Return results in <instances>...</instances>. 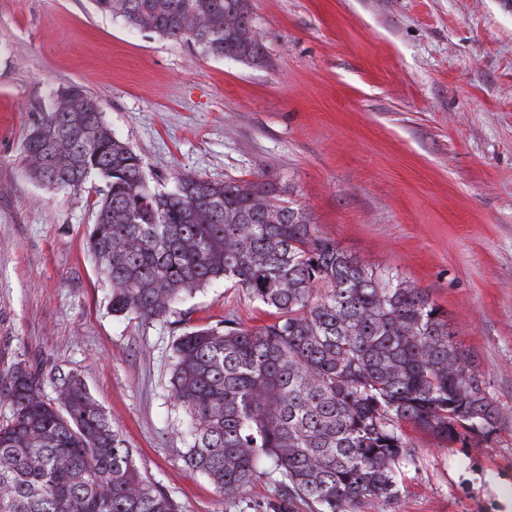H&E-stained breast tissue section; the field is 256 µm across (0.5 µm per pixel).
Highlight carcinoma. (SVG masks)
Instances as JSON below:
<instances>
[{
  "label": "carcinoma",
  "mask_w": 512,
  "mask_h": 512,
  "mask_svg": "<svg viewBox=\"0 0 512 512\" xmlns=\"http://www.w3.org/2000/svg\"><path fill=\"white\" fill-rule=\"evenodd\" d=\"M92 6L208 56L265 60L250 0ZM23 161L48 188L104 184L87 248L112 285V315L160 319L219 280L270 310L255 328L230 316L172 342L183 458L218 495L241 494L269 462L311 512H362L397 497L394 467L410 455L403 426L448 444L496 429L501 411L429 294L358 261L265 175L180 173L172 189H152L141 157L75 85L33 122ZM0 382L13 407L0 423V512H181L80 376H59L54 402L21 362Z\"/></svg>",
  "instance_id": "cac0c4a2"
}]
</instances>
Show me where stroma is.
<instances>
[{
    "label": "stroma",
    "mask_w": 512,
    "mask_h": 512,
    "mask_svg": "<svg viewBox=\"0 0 512 512\" xmlns=\"http://www.w3.org/2000/svg\"><path fill=\"white\" fill-rule=\"evenodd\" d=\"M251 11L258 65L133 29L89 0H0V369L25 363L51 400L57 375H80L183 512H310L268 477L220 497L185 464L175 336L269 316L220 281L149 323L113 316L86 246L95 193L41 186L22 160L38 113L75 84L147 177L266 174L323 234L447 317L501 421L464 445L408 430L397 498L363 512H512V0Z\"/></svg>",
    "instance_id": "stroma-1"
}]
</instances>
